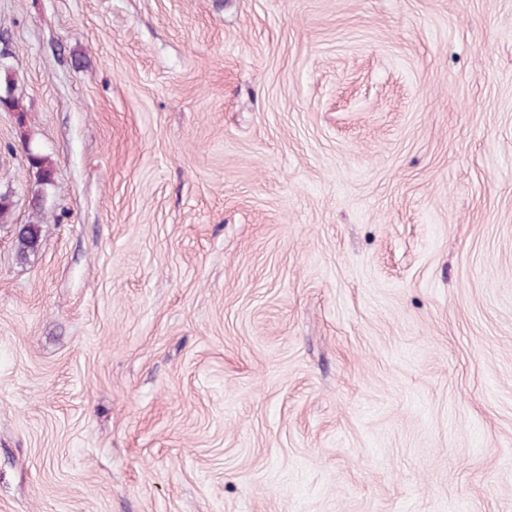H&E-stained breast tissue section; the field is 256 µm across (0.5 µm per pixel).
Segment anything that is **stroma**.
I'll return each instance as SVG.
<instances>
[{"mask_svg": "<svg viewBox=\"0 0 512 512\" xmlns=\"http://www.w3.org/2000/svg\"><path fill=\"white\" fill-rule=\"evenodd\" d=\"M4 46L0 512H512V0H0Z\"/></svg>", "mask_w": 512, "mask_h": 512, "instance_id": "stroma-1", "label": "stroma"}]
</instances>
